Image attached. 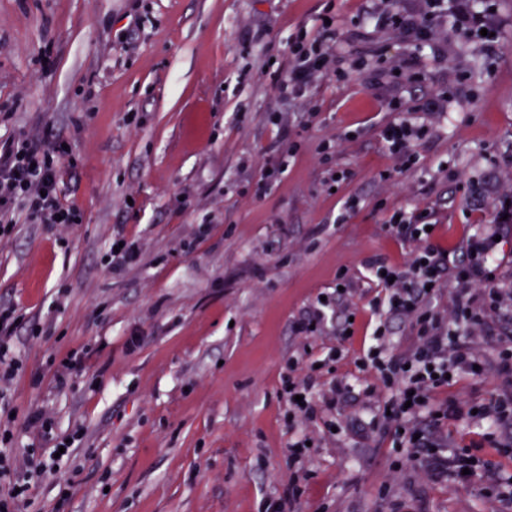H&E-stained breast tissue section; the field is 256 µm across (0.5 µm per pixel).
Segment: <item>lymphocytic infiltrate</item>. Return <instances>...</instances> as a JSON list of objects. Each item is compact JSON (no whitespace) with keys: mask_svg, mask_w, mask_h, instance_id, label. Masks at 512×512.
I'll return each mask as SVG.
<instances>
[{"mask_svg":"<svg viewBox=\"0 0 512 512\" xmlns=\"http://www.w3.org/2000/svg\"><path fill=\"white\" fill-rule=\"evenodd\" d=\"M422 17L390 11L381 20L389 27L426 41L437 34L438 18L449 16L456 26L492 28L489 9H476L475 0H424ZM290 61L277 88L285 98L305 95L312 84L333 72L336 62V31L332 24L322 26L318 37L294 36L289 42ZM426 125L409 119L387 124L381 137L388 153L402 165H412L414 143L426 137ZM63 172L54 161V151L37 137L28 136L9 143L0 151V216L8 217L19 207L27 208L32 221L40 224L75 223L77 214L62 198ZM390 233L414 242L408 260L395 265L382 259L368 261L369 278L385 290L382 302L388 314L410 319L415 340L403 353L387 351L388 323L381 320L373 328L360 362L362 370L373 372L381 385L392 390L378 420L392 447L422 450L437 474L462 482L463 470L477 471L474 456L437 443L420 433L423 420H473L493 434L512 433V398L472 410L448 397L450 378L477 373L493 374L512 380V336L497 343L492 359H484L471 338L476 332L493 335L497 320L512 313V292L501 288L497 273L500 258L495 232L473 235L466 252L467 264L445 256L432 241L422 214L399 211L388 224ZM455 280L457 288L447 313L438 312L432 300L442 276ZM18 318L15 308L0 304V385L10 384L21 361L15 356L11 339ZM28 429L38 438L60 447L61 455L32 462L30 475L43 477L62 462L70 461L66 438L55 433L54 419L43 411H32Z\"/></svg>","mask_w":512,"mask_h":512,"instance_id":"lymphocytic-infiltrate-1","label":"lymphocytic infiltrate"}]
</instances>
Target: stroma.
I'll list each match as a JSON object with an SVG mask.
<instances>
[{
  "label": "stroma",
  "instance_id": "35a3bbf8",
  "mask_svg": "<svg viewBox=\"0 0 512 512\" xmlns=\"http://www.w3.org/2000/svg\"><path fill=\"white\" fill-rule=\"evenodd\" d=\"M488 3L493 47L447 29L434 51L361 24L380 0H0V145H64L79 215L31 224L19 211L0 236V303L16 308L22 362L13 446L47 452L24 429L37 407L56 434L83 432L79 473L40 484L38 512H504L481 480L402 460L362 400L324 411L342 424L333 434L289 424L281 382L312 373L318 400L336 381L371 383L358 363L383 290L365 262L408 259L411 243L386 228L395 211L426 212L434 244L462 263L476 224L512 194V0ZM326 14L343 75L282 102L288 42L317 35ZM372 54L401 78L378 77ZM403 118L430 128L408 168L380 137ZM120 236L139 257L117 270L106 257ZM340 282L345 306L297 332ZM346 322L351 336H337ZM333 349L335 373L311 370ZM80 351L82 369L58 384ZM449 394L481 405L512 382L468 377ZM300 432L313 446L298 463Z\"/></svg>",
  "mask_w": 512,
  "mask_h": 512
}]
</instances>
